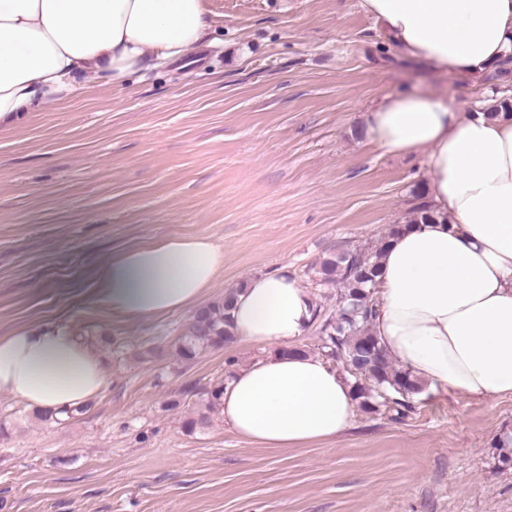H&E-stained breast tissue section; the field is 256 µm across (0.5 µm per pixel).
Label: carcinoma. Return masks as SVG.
<instances>
[{
	"label": "carcinoma",
	"instance_id": "1",
	"mask_svg": "<svg viewBox=\"0 0 512 512\" xmlns=\"http://www.w3.org/2000/svg\"><path fill=\"white\" fill-rule=\"evenodd\" d=\"M434 220L431 207L425 201L414 208L407 225L427 224ZM399 230L393 224L384 238L371 246H352L329 250L310 265L305 274L317 288L336 289V310L321 317L322 305L316 304L313 319L319 320L318 352L329 360L339 361L353 381V390L361 409L367 413L382 410L405 416L415 409L414 396L422 391L410 374L390 361L371 334L370 319L374 290L380 271V260L390 237ZM232 289L224 298L201 306L192 316L185 333L175 347L176 355L191 360L198 354L220 348L234 340L232 309L235 294ZM224 382L203 389L200 409L189 413L184 429L193 433L210 424L211 414L220 410ZM91 408L86 404L63 416L51 412H34L43 421L61 424ZM501 466L512 467V431L504 432L496 441Z\"/></svg>",
	"mask_w": 512,
	"mask_h": 512
}]
</instances>
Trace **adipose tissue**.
I'll use <instances>...</instances> for the list:
<instances>
[{
	"mask_svg": "<svg viewBox=\"0 0 512 512\" xmlns=\"http://www.w3.org/2000/svg\"><path fill=\"white\" fill-rule=\"evenodd\" d=\"M406 56L480 79L512 56V0H359ZM205 0H0V130L93 85L119 87L209 42ZM461 112L421 92L383 96L362 116L367 145L416 154L435 220L391 237L370 325L388 358L432 389L512 397V116ZM224 269L209 237L170 236L118 252L94 298L142 319L196 308ZM315 301L281 270L251 278L235 340L260 357L224 384L221 417L264 448L335 440L354 423L350 381L301 339ZM95 347L69 325L0 336V393L31 410L73 409L106 386Z\"/></svg>",
	"mask_w": 512,
	"mask_h": 512,
	"instance_id": "1",
	"label": "adipose tissue"
}]
</instances>
